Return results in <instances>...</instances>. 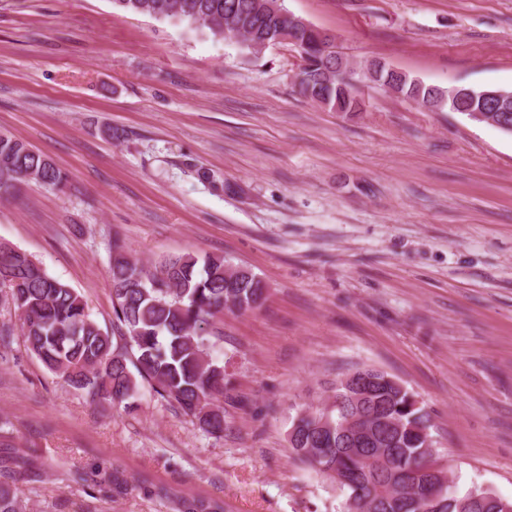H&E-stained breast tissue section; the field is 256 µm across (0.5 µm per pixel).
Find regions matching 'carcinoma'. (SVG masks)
Segmentation results:
<instances>
[{
	"mask_svg": "<svg viewBox=\"0 0 512 512\" xmlns=\"http://www.w3.org/2000/svg\"><path fill=\"white\" fill-rule=\"evenodd\" d=\"M274 0H112L135 14L175 19L209 29L215 37L230 38L224 24H241L243 34L260 40L279 31ZM321 30L314 27L301 47L304 66L297 82L305 97L335 112H356L359 100L342 71L325 76L336 65L325 48ZM398 82L399 96L437 110L467 113L486 110L500 131L512 135V102L497 111L495 100L480 89L457 102L438 88L404 73L396 76L380 60L373 63L372 82ZM53 190H63L69 177L45 154L15 137L0 134V199L17 196L28 175ZM230 264L222 255H181L146 266L129 257L112 237L110 278L112 330L91 318L83 297L68 284L49 275L25 251L0 244V288L20 321L16 331L0 324V349L14 335L22 337L29 352L52 374L92 400L108 402L132 412L147 385L154 396L194 419L205 433L219 437L226 425L224 389L228 385L224 359L215 351L222 336L214 318L228 311L244 313L262 306L265 283L253 272L228 275ZM331 402L319 410H304L292 421L289 443L297 459L325 476L346 494V512H384L391 494L405 493L416 500L412 512H457L455 502L474 498L471 512H504L503 505L485 499L481 489L461 491L448 478L416 477L411 464L433 458V422L427 409L398 379L375 367L352 370L336 380ZM343 406H336V399ZM360 432L368 448L347 443L348 433ZM127 481L114 470L98 484V492L121 494ZM178 512H225L215 500L180 497ZM18 489L0 481V512H24Z\"/></svg>",
	"mask_w": 512,
	"mask_h": 512,
	"instance_id": "cac0c4a2",
	"label": "carcinoma"
}]
</instances>
